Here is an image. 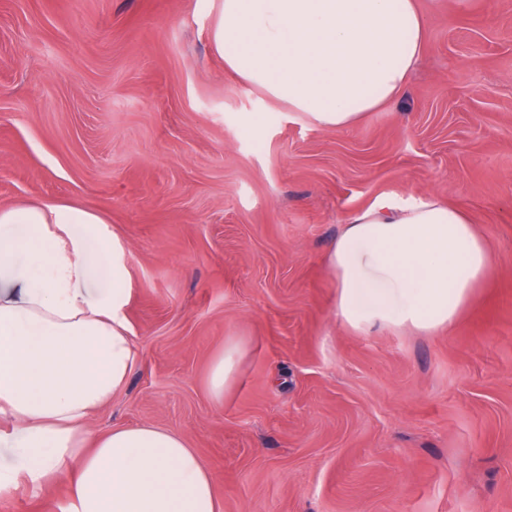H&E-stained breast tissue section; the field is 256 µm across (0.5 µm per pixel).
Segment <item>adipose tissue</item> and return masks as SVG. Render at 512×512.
Listing matches in <instances>:
<instances>
[{"label":"adipose tissue","mask_w":512,"mask_h":512,"mask_svg":"<svg viewBox=\"0 0 512 512\" xmlns=\"http://www.w3.org/2000/svg\"><path fill=\"white\" fill-rule=\"evenodd\" d=\"M426 21L416 0H222L212 34L224 68L326 129L356 126L396 98L418 65ZM101 218L64 203L0 208V492L24 479L69 486L68 512H222L214 477L180 434L113 427L89 441L86 418L136 363L123 310L125 252L105 257L108 287L90 294L85 240ZM327 267L350 326H450L489 267L464 212L426 196L352 214Z\"/></svg>","instance_id":"adipose-tissue-1"}]
</instances>
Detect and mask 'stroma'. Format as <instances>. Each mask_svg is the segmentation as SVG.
I'll return each mask as SVG.
<instances>
[{
    "mask_svg": "<svg viewBox=\"0 0 512 512\" xmlns=\"http://www.w3.org/2000/svg\"><path fill=\"white\" fill-rule=\"evenodd\" d=\"M417 3L406 87L336 131L225 71L219 0H0V207L77 204L126 249L136 364L87 429L181 434L222 512H512V0ZM429 194L487 276L448 328L349 326L331 243ZM48 499L22 480L0 512ZM242 354L241 343L231 339L224 345V353L214 363L208 385L217 403L224 401V393L234 378Z\"/></svg>",
    "mask_w": 512,
    "mask_h": 512,
    "instance_id": "obj_1",
    "label": "stroma"
}]
</instances>
